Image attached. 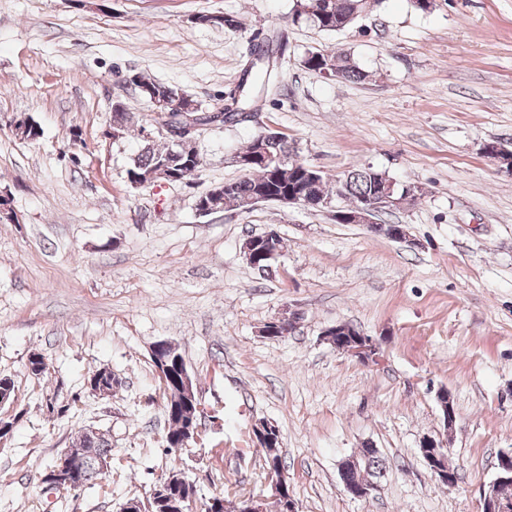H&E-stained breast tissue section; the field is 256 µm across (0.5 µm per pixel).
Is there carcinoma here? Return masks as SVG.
Wrapping results in <instances>:
<instances>
[{
  "label": "carcinoma",
  "mask_w": 512,
  "mask_h": 512,
  "mask_svg": "<svg viewBox=\"0 0 512 512\" xmlns=\"http://www.w3.org/2000/svg\"><path fill=\"white\" fill-rule=\"evenodd\" d=\"M357 0H293L291 8L292 21L297 24H308L321 31L336 32L354 24L353 3ZM195 23L210 27H237L241 22L232 16L222 13H199L194 17ZM303 66L320 74L326 72L347 81H363L368 74L346 55L311 53L302 60ZM255 80L245 85V96L241 106L235 110L224 111V122L235 123L239 113L254 103V98L266 89L270 73L260 64L254 67ZM138 95L150 105L157 103L177 118L180 112H198L200 105L192 98L180 93L177 89L157 83L138 73L129 78ZM134 123V116L128 112L126 105L117 100L112 103V129L126 133ZM264 146L269 156L261 162L252 165L243 178L226 183L227 192L217 200V205L223 208L243 210L251 199L265 186L275 194L312 193L324 197L334 196L341 192L344 198L356 201L360 197L376 189L380 182L371 175L373 168L361 167L345 171L342 178L331 186L324 176L311 181L307 176L308 165L300 159L299 148L293 140L284 135L279 138H261L256 135L251 142L241 150L248 155L254 149L255 143ZM189 159L184 157L181 150L168 141L157 143L150 141L143 144L140 153L133 160L127 171L128 180L144 176L164 165L172 171L186 168ZM82 455L83 480L82 485L90 484L106 477V472L99 467V461L112 456V445L105 434L98 432L93 436L80 433L72 442ZM263 475L271 470L285 467L281 442L276 441L261 449ZM385 462L380 452L363 448L359 454V468L348 473V479L354 483L376 482L384 476Z\"/></svg>",
  "instance_id": "1"
}]
</instances>
